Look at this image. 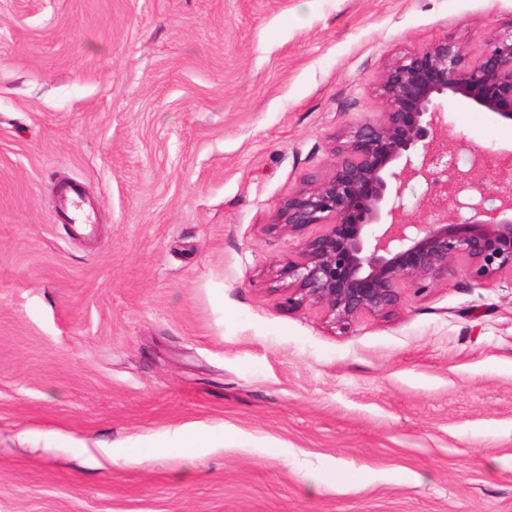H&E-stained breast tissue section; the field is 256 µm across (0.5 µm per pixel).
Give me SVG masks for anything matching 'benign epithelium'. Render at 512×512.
Returning <instances> with one entry per match:
<instances>
[{"label":"benign epithelium","mask_w":512,"mask_h":512,"mask_svg":"<svg viewBox=\"0 0 512 512\" xmlns=\"http://www.w3.org/2000/svg\"><path fill=\"white\" fill-rule=\"evenodd\" d=\"M383 112L336 139L329 173L305 182L272 227L300 235L284 304L321 307L342 328L397 307L406 287L422 292L462 272L480 287L512 275V159L448 145L444 103L465 100L512 121V31L486 38L471 60L446 40L404 56L378 87ZM427 187L421 219L405 203L411 185Z\"/></svg>","instance_id":"1"}]
</instances>
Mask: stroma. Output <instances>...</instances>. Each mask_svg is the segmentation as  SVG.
<instances>
[{"label": "stroma", "mask_w": 512, "mask_h": 512, "mask_svg": "<svg viewBox=\"0 0 512 512\" xmlns=\"http://www.w3.org/2000/svg\"><path fill=\"white\" fill-rule=\"evenodd\" d=\"M511 29L512 0H0V512H512V275L341 330L283 307L271 227L393 60ZM446 111L460 158L512 153ZM61 198L62 208L59 212V220L63 224L75 226L81 234H92L95 223L91 213L84 208L80 186L77 183H70L61 194Z\"/></svg>", "instance_id": "35a3bbf8"}]
</instances>
